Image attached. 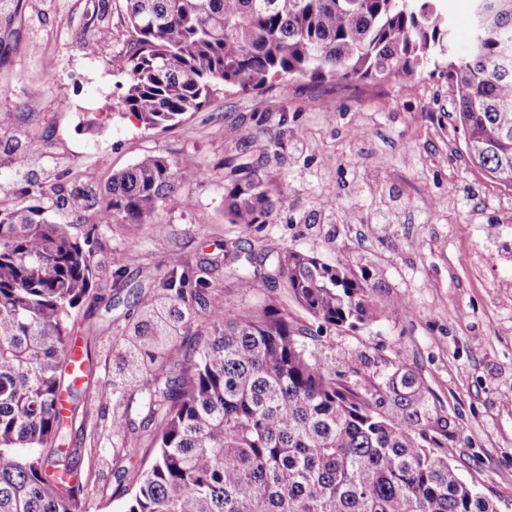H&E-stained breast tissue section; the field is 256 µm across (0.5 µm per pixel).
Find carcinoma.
<instances>
[{
  "instance_id": "obj_1",
  "label": "carcinoma",
  "mask_w": 512,
  "mask_h": 512,
  "mask_svg": "<svg viewBox=\"0 0 512 512\" xmlns=\"http://www.w3.org/2000/svg\"><path fill=\"white\" fill-rule=\"evenodd\" d=\"M130 49L110 61L121 105L165 130L221 91L284 90L290 80H415L448 59L455 121L471 161L512 190V0H482L469 43L439 0H125ZM224 185L233 224H266L274 203L247 163ZM209 175L151 154L112 174L95 224H153L177 188ZM97 262L42 209L0 210V512H83L84 486L60 448L62 366L70 320L90 296ZM163 292L126 329L122 370L157 361L181 374L148 391L157 452L124 478L126 512H496L436 454L416 378L395 372L380 390L336 376L306 343L325 328L355 329L376 301L366 279L287 251L274 272L317 330L265 308L235 313L215 299L210 337L189 338L187 271L174 255Z\"/></svg>"
}]
</instances>
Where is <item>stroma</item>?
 Listing matches in <instances>:
<instances>
[{
  "mask_svg": "<svg viewBox=\"0 0 512 512\" xmlns=\"http://www.w3.org/2000/svg\"><path fill=\"white\" fill-rule=\"evenodd\" d=\"M124 0H22L0 11V210L47 208L96 257L119 253L121 272L98 266L93 295L73 318L87 378L66 401L63 443L85 481L84 512H125L116 490L127 470L155 454L143 395L177 370L155 364L113 400L99 397L121 354V334L159 291L179 255L207 286L193 300L191 332L208 331L219 298L235 310L307 314L282 282L245 290L254 270L296 250L367 274L381 307L355 329L328 330L310 350L356 367L369 386L412 373L443 453L469 484L512 512V190L474 166L454 114L446 63L428 65L414 89L381 83L291 80L273 92L218 93L201 111L153 131L119 105L122 77L108 62L126 52ZM110 40L96 36L100 25ZM53 65L54 79L44 75ZM37 144L28 170L11 163ZM212 175L181 185L156 224L79 220L66 200L97 201L113 172L147 154ZM254 166L276 203L269 223H229L224 185L232 163ZM241 245L234 258L225 243ZM492 247L500 257L481 259ZM416 306V313L403 309ZM128 417L125 439L112 417Z\"/></svg>",
  "mask_w": 512,
  "mask_h": 512,
  "instance_id": "1",
  "label": "stroma"
}]
</instances>
